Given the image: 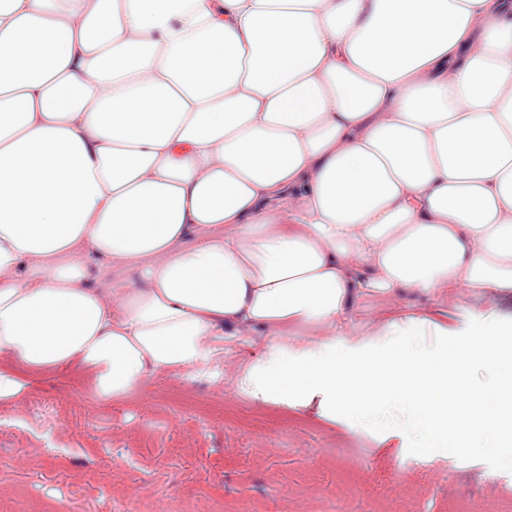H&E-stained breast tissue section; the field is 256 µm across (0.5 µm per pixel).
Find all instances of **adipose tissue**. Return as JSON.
<instances>
[{"label":"adipose tissue","mask_w":512,"mask_h":512,"mask_svg":"<svg viewBox=\"0 0 512 512\" xmlns=\"http://www.w3.org/2000/svg\"><path fill=\"white\" fill-rule=\"evenodd\" d=\"M451 288L512 291V0H0L1 356L116 403L260 331L253 401L512 446L511 334L330 341L358 290Z\"/></svg>","instance_id":"obj_1"}]
</instances>
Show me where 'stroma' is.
<instances>
[{"mask_svg":"<svg viewBox=\"0 0 512 512\" xmlns=\"http://www.w3.org/2000/svg\"><path fill=\"white\" fill-rule=\"evenodd\" d=\"M419 318L469 339L489 322L512 331V293L474 298L359 292L336 326L356 347L385 316ZM273 337L224 339L216 375L148 376L120 403L54 374L0 398V512H502L512 462L499 451L426 447L407 414L327 417L317 406L260 404L238 373Z\"/></svg>","mask_w":512,"mask_h":512,"instance_id":"1","label":"stroma"}]
</instances>
